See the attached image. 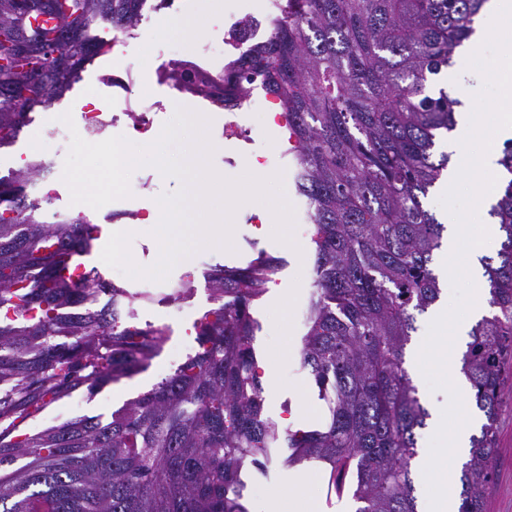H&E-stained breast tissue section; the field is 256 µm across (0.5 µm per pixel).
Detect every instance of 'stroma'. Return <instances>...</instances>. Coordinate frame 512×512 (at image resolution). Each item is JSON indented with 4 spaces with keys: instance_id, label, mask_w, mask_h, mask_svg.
Instances as JSON below:
<instances>
[{
    "instance_id": "stroma-1",
    "label": "stroma",
    "mask_w": 512,
    "mask_h": 512,
    "mask_svg": "<svg viewBox=\"0 0 512 512\" xmlns=\"http://www.w3.org/2000/svg\"><path fill=\"white\" fill-rule=\"evenodd\" d=\"M195 0H176L173 8L162 10L161 21L148 38L146 44L135 47L127 56L112 57L104 54L88 65L83 74V86L73 87L64 97L68 108H75L77 102L87 94L96 91V76L99 68L123 69L135 67L144 79L155 76L158 67L164 62L165 52L175 49H192L199 43V36L188 35L181 26V18L188 14ZM57 106H49L35 113L36 122L26 127L19 140L12 146L0 149V176L23 167L30 159L47 154L48 145L41 139L40 123L57 121ZM245 122L252 126L255 143L254 151L262 155L263 171L283 177L284 196L295 208L294 238L297 243L308 244L309 224L301 197L293 182V173L288 157L280 146V130L263 122L258 112H213L209 115V131L216 142L211 156L213 167L225 177L235 178L240 168L230 167L228 157L234 156L237 139L224 138L221 128L228 122ZM263 204L250 202L238 209V221L233 236V251H220L203 247L190 257L180 261L171 270L169 282H178L189 269H203L207 265L221 263L229 266L242 264L258 253H266L278 260L279 271L263 296L256 301L251 313L260 323L256 334L255 348L258 360L272 359L275 365V378L280 387L277 397L267 398L265 412L276 421L282 422L291 417L300 402H308L313 410H321L316 389L307 371L300 364L299 351L306 332L304 317L308 307L312 280L311 253L297 254L272 239L270 233L257 234L252 230L253 213L263 211ZM196 291L192 297V311L184 316L170 313L166 308H146L148 321L169 327L171 336L165 351L155 358L150 366L133 378L111 384L96 394L75 393L72 397L55 404L49 412L36 419L34 430L61 424L65 421L88 415L96 411L102 419H109L112 411L120 408L122 400L134 399L152 389L162 378L177 368L178 358H172L171 350H178L180 356L192 354L196 343L190 333L197 312L209 308L208 292L203 279H196ZM499 445L494 460L495 480L486 491L488 512H512V392L505 395L500 412ZM291 468L275 461L270 465L268 477H261L255 471H247V488L244 496L249 512H269L275 493L283 487Z\"/></svg>"
}]
</instances>
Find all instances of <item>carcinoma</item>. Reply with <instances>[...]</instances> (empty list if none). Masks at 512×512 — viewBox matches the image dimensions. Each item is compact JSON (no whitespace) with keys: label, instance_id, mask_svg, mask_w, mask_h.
I'll list each match as a JSON object with an SVG mask.
<instances>
[{"label":"carcinoma","instance_id":"1","mask_svg":"<svg viewBox=\"0 0 512 512\" xmlns=\"http://www.w3.org/2000/svg\"><path fill=\"white\" fill-rule=\"evenodd\" d=\"M488 0H286L270 38L225 70L245 97L254 81L288 117V156L314 256L300 362L324 417L281 426L264 412L267 387L250 313L278 262L203 271L213 307L193 323L198 350L149 392L112 413L34 431L57 402L144 370L169 328L134 317L150 293L120 285L101 306L92 253L101 227L30 200L41 158L0 176V512H248L242 474L319 462L355 512H418L413 461L430 413L405 367L417 317L440 298L431 265L447 228L426 207L448 175L438 143L462 101L433 78L454 65ZM144 0H0V148L38 108L71 90L114 28ZM30 44L24 57L13 39ZM508 175L491 204L500 248L484 257L489 315L469 332L460 373L485 422L463 464L459 512H487L498 412L512 389V139ZM188 271L167 293L194 295Z\"/></svg>","mask_w":512,"mask_h":512}]
</instances>
